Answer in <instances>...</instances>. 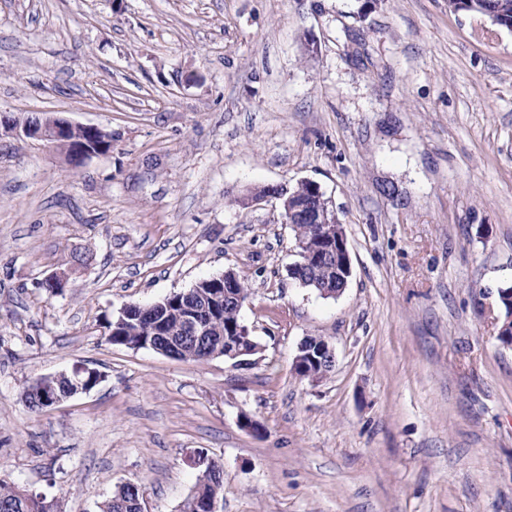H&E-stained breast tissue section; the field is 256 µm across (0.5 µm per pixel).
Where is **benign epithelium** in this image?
Listing matches in <instances>:
<instances>
[{
    "mask_svg": "<svg viewBox=\"0 0 512 512\" xmlns=\"http://www.w3.org/2000/svg\"><path fill=\"white\" fill-rule=\"evenodd\" d=\"M0 129L14 132L25 138L36 140L49 151H60L67 156L70 162L80 164L91 156L105 153L106 145L97 142V135L106 132V129L98 125H84L73 123L70 120L54 115L41 114L35 118L17 119L15 117L0 114ZM314 191L318 194V203L310 205L306 202H292L283 197L279 192V185L271 184L260 189L250 190L237 197V203L244 208H251L260 202L275 199L281 207V218L286 224H293L297 218H305L310 224L320 225L329 235V244L321 248L317 257L315 271L319 276H337L347 280L352 274V263L345 231L339 229L340 222L336 212L329 205V200L323 198V191L318 184H313ZM228 336L227 345L224 347V359L231 360L236 365L246 362L244 356L252 355L261 350L260 343L255 339H249L251 331L248 326H229L224 330ZM335 349L326 341L314 342L310 338H304L293 358V369L305 370L308 365L324 366L335 365ZM98 375L95 369H78L68 374L60 372L51 376L53 380L71 379L77 387V392L86 393L91 386L82 380ZM38 393L44 403V407H51L66 400V397L57 393L50 382L43 383Z\"/></svg>",
    "mask_w": 512,
    "mask_h": 512,
    "instance_id": "obj_1",
    "label": "benign epithelium"
}]
</instances>
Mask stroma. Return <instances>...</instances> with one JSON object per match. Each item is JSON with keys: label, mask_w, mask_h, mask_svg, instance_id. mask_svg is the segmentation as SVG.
Instances as JSON below:
<instances>
[{"label": "stroma", "mask_w": 512, "mask_h": 512, "mask_svg": "<svg viewBox=\"0 0 512 512\" xmlns=\"http://www.w3.org/2000/svg\"><path fill=\"white\" fill-rule=\"evenodd\" d=\"M0 0V113L112 131L80 167L0 132V480L180 512L204 451L222 512H512V31L448 0ZM320 185L353 272L289 274L268 184ZM234 271L249 363L111 344L107 322ZM68 275L63 291L42 286ZM336 365L299 379L304 337ZM89 393L32 411L37 378ZM258 420L260 434L241 426ZM100 373L97 370L94 369H78L73 371L72 373L68 374L66 372H60L58 374H54L53 376L49 377H40L36 380H40L42 378L50 379V380H62V379H74L73 384L77 387V393H86L89 392L91 389H93L95 386L87 385L85 386L86 382L89 380L90 377H95L96 375H99ZM81 376H86L84 380H81ZM35 380V381H36ZM70 382L66 380H62L59 383L55 384V387L50 382L43 383L39 389L38 393L41 397V400L44 403V408L51 407L53 405L59 404L63 402L64 400L71 397V395L62 396L57 393H68L70 391ZM57 390V391H56ZM138 486L125 484L120 486L102 506V512H137L140 498ZM143 494L139 500V512H143Z\"/></svg>", "instance_id": "1"}]
</instances>
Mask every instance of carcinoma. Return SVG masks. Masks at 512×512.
Masks as SVG:
<instances>
[{
	"label": "carcinoma",
	"instance_id": "1",
	"mask_svg": "<svg viewBox=\"0 0 512 512\" xmlns=\"http://www.w3.org/2000/svg\"><path fill=\"white\" fill-rule=\"evenodd\" d=\"M499 20L512 24V0H480ZM295 240L320 245L321 228L300 221L293 225ZM302 263V277L309 288H321L322 278L315 276L316 260ZM216 278L199 281L201 287L174 293L152 305L139 306L123 322H109L108 340L114 345L141 347L158 336L179 340L176 351L184 360L202 361L218 358L224 353V326L241 322V308L224 303L223 288H213ZM195 317L206 328L205 339L183 338L184 319ZM224 493V468L213 458H206L191 494L181 505V512H205V501ZM140 489L134 485L120 486L102 506V512H137ZM0 512H57L54 503L29 494L18 486L0 482Z\"/></svg>",
	"mask_w": 512,
	"mask_h": 512
}]
</instances>
